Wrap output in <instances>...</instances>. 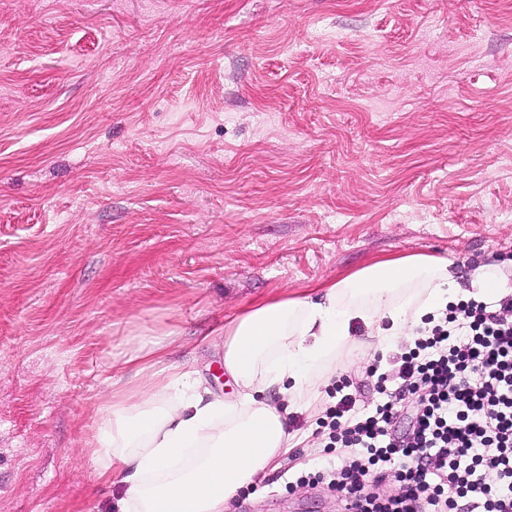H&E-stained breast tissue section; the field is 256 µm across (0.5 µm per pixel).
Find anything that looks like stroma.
<instances>
[{"label": "stroma", "mask_w": 512, "mask_h": 512, "mask_svg": "<svg viewBox=\"0 0 512 512\" xmlns=\"http://www.w3.org/2000/svg\"><path fill=\"white\" fill-rule=\"evenodd\" d=\"M411 254L512 279V0H0V512H118L134 347ZM317 412L231 512H342Z\"/></svg>", "instance_id": "35a3bbf8"}]
</instances>
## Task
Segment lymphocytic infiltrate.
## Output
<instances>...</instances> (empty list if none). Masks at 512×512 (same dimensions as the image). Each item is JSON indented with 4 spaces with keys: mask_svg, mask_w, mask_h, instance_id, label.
<instances>
[{
    "mask_svg": "<svg viewBox=\"0 0 512 512\" xmlns=\"http://www.w3.org/2000/svg\"><path fill=\"white\" fill-rule=\"evenodd\" d=\"M389 363L366 370L374 406L343 393L326 408L336 460L304 480L328 482L345 512H512V298L447 308ZM391 477L398 493L380 494Z\"/></svg>",
    "mask_w": 512,
    "mask_h": 512,
    "instance_id": "lymphocytic-infiltrate-1",
    "label": "lymphocytic infiltrate"
}]
</instances>
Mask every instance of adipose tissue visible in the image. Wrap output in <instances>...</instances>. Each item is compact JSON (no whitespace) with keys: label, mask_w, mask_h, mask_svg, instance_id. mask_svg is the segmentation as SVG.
I'll list each match as a JSON object with an SVG mask.
<instances>
[{"label":"adipose tissue","mask_w":512,"mask_h":512,"mask_svg":"<svg viewBox=\"0 0 512 512\" xmlns=\"http://www.w3.org/2000/svg\"><path fill=\"white\" fill-rule=\"evenodd\" d=\"M510 295L499 265L464 277L454 261L413 254L258 299L219 331L235 396L177 364L110 393L87 443L97 477L121 487L119 512H230L241 490L293 448L290 415L320 405L346 347L365 336L383 352L449 304ZM271 389L279 402L267 399Z\"/></svg>","instance_id":"adipose-tissue-1"}]
</instances>
